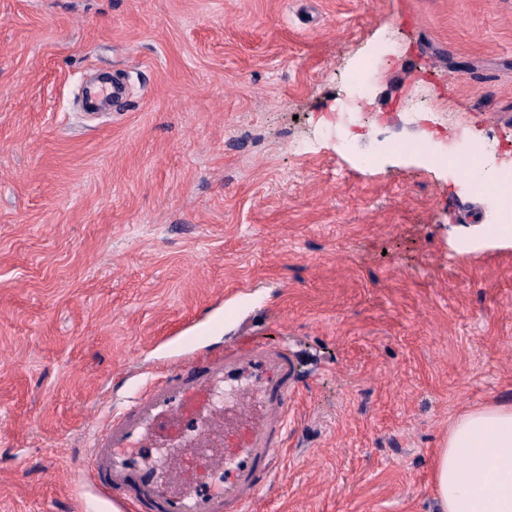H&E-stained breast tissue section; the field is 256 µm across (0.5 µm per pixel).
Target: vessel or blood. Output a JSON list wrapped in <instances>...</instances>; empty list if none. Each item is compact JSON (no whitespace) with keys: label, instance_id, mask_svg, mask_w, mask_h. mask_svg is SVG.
Here are the masks:
<instances>
[{"label":"vessel or blood","instance_id":"vessel-or-blood-1","mask_svg":"<svg viewBox=\"0 0 512 512\" xmlns=\"http://www.w3.org/2000/svg\"><path fill=\"white\" fill-rule=\"evenodd\" d=\"M286 350L252 344L187 356L157 374L93 434L85 473L121 512H248L278 470L292 398ZM243 390L224 414V460L198 483L180 442L145 447L157 421L198 431L214 392Z\"/></svg>","mask_w":512,"mask_h":512}]
</instances>
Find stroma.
<instances>
[{
	"label": "stroma",
	"instance_id": "35a3bbf8",
	"mask_svg": "<svg viewBox=\"0 0 512 512\" xmlns=\"http://www.w3.org/2000/svg\"><path fill=\"white\" fill-rule=\"evenodd\" d=\"M486 134L512 170V0H0V512H116L96 422L254 341L294 361L259 512H436L450 421L512 404V244L447 162Z\"/></svg>",
	"mask_w": 512,
	"mask_h": 512
}]
</instances>
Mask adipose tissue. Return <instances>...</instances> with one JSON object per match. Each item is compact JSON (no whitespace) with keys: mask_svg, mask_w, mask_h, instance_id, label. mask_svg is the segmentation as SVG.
I'll list each match as a JSON object with an SVG mask.
<instances>
[{"mask_svg":"<svg viewBox=\"0 0 512 512\" xmlns=\"http://www.w3.org/2000/svg\"><path fill=\"white\" fill-rule=\"evenodd\" d=\"M437 512H512V404L458 415L433 468Z\"/></svg>","mask_w":512,"mask_h":512,"instance_id":"ef3b65f1","label":"adipose tissue"}]
</instances>
